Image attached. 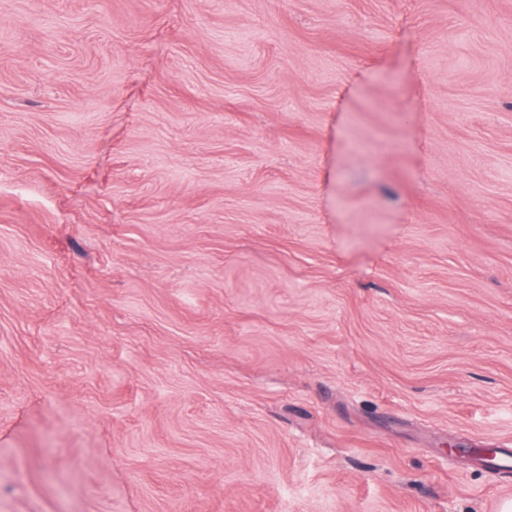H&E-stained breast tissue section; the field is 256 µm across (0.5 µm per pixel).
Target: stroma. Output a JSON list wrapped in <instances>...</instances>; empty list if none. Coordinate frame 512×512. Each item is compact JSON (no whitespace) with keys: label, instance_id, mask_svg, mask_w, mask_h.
I'll return each instance as SVG.
<instances>
[{"label":"stroma","instance_id":"35a3bbf8","mask_svg":"<svg viewBox=\"0 0 512 512\" xmlns=\"http://www.w3.org/2000/svg\"><path fill=\"white\" fill-rule=\"evenodd\" d=\"M473 448L512 0H0V512H503Z\"/></svg>","mask_w":512,"mask_h":512}]
</instances>
